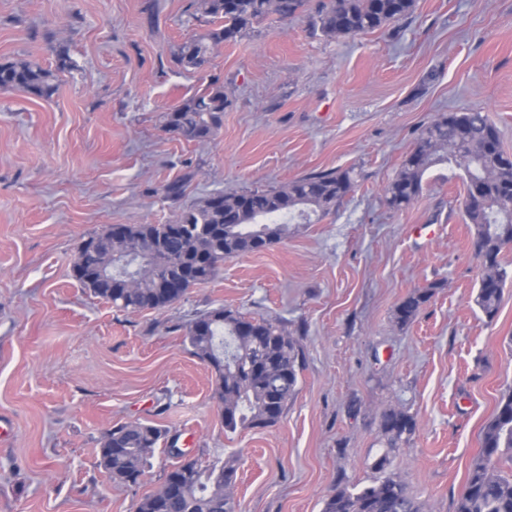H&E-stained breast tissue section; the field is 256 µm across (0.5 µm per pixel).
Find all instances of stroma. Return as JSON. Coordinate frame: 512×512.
Returning a JSON list of instances; mask_svg holds the SVG:
<instances>
[{
	"mask_svg": "<svg viewBox=\"0 0 512 512\" xmlns=\"http://www.w3.org/2000/svg\"><path fill=\"white\" fill-rule=\"evenodd\" d=\"M188 2L0 0V61L52 68L64 50L73 64L52 97L0 93V512H133L177 462L160 447L139 485L113 482L100 441L134 420L168 428L200 465L235 461L238 512H322L334 490L370 484L385 453L422 512H455L512 390V288L487 322L456 166L428 169L402 212L382 188L442 112L489 113L512 153V0H417L399 23L336 40L311 9L261 25L212 57L231 103L204 144L162 128L203 84L173 58L202 28ZM345 169L356 186L335 212L226 259L167 308L118 310L73 275L81 242L109 225ZM428 287L398 326L397 304ZM221 306L280 320L297 342V393L275 425L224 430L183 331ZM391 408L418 424L393 449ZM432 295L433 292L431 288L415 290L407 294L396 306V322L400 326H405L412 322Z\"/></svg>",
	"mask_w": 512,
	"mask_h": 512,
	"instance_id": "stroma-1",
	"label": "stroma"
}]
</instances>
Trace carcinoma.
Listing matches in <instances>:
<instances>
[{
	"instance_id": "1",
	"label": "carcinoma",
	"mask_w": 512,
	"mask_h": 512,
	"mask_svg": "<svg viewBox=\"0 0 512 512\" xmlns=\"http://www.w3.org/2000/svg\"><path fill=\"white\" fill-rule=\"evenodd\" d=\"M307 0H191L189 17L214 27L181 42L174 60L186 70L202 72L214 50L238 40L262 23L293 20ZM417 0H318V27L329 38L366 34L411 15ZM69 67L58 53L57 70L34 60L0 62V91L23 90L48 98L56 91L57 72ZM230 101L219 78L163 115V127L187 141H207L221 127ZM447 161L465 173L464 213L475 227V249L482 273L474 302L487 321L498 313L512 274L500 255L512 247V155L501 146L499 130L486 112H443L420 130L414 147L395 176L383 187L387 205L399 212L422 193L424 173ZM350 170L311 174L270 189L218 191L183 206L168 224H124L118 235L105 232L83 241L74 267L80 284L124 311L160 310L184 298L189 288L214 279L224 259L269 248L286 238L290 221L304 224L328 215L353 191ZM188 269L181 287L165 286L168 268ZM108 266L112 287L92 280ZM432 289L415 290L396 306V322H412L430 300ZM193 354L215 375L213 398L221 408L224 431L267 427L283 416L297 391L299 349L276 320L245 317L219 307L201 312L185 324ZM381 430L391 448L408 442L416 419L399 409L385 411ZM169 429L130 421L112 427L101 439L100 463L122 484L140 483L154 449L168 444ZM512 456V393L501 396L485 426L456 512H512V475L495 463ZM371 484L353 493L339 489L323 512H421L392 469L388 454L373 464ZM177 478L178 493L158 490L142 497L134 512H236L233 488L237 467L219 459L202 467L174 466L163 483Z\"/></svg>"
}]
</instances>
